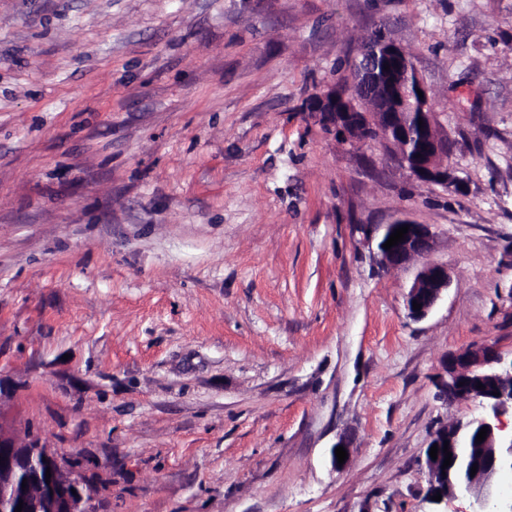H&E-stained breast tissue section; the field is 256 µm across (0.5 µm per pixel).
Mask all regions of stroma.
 <instances>
[{
  "mask_svg": "<svg viewBox=\"0 0 512 512\" xmlns=\"http://www.w3.org/2000/svg\"><path fill=\"white\" fill-rule=\"evenodd\" d=\"M383 23L460 189L306 110ZM399 218L450 275L419 321L420 263L361 232ZM482 342L512 354V0H0V427L95 512H476L424 462Z\"/></svg>",
  "mask_w": 512,
  "mask_h": 512,
  "instance_id": "35a3bbf8",
  "label": "stroma"
}]
</instances>
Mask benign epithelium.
I'll list each match as a JSON object with an SVG mask.
<instances>
[{"label":"benign epithelium","instance_id":"7a95c632","mask_svg":"<svg viewBox=\"0 0 512 512\" xmlns=\"http://www.w3.org/2000/svg\"><path fill=\"white\" fill-rule=\"evenodd\" d=\"M414 80L423 93V112L419 114L404 111L407 88ZM312 115L348 140L389 149L398 164L422 183L445 189L461 184L448 165V135L432 112L425 81L409 53L386 36L366 40L350 56L347 84H327L312 98ZM415 117L422 119L423 127H411ZM406 225L409 230L404 240L384 249L389 236ZM374 233L378 234L377 257L382 266L398 269L423 261L405 295V306L410 318L426 317L450 284L448 267L428 260L435 244L431 226L399 219L365 231L368 237ZM415 302L421 304L420 309H413ZM437 385L443 399L478 400L485 409L478 418L439 427L430 434L428 446L438 445V455L435 460L429 456L425 459L428 497L439 493L446 500L458 492L479 491L494 475L512 469V437L500 434V416L512 409V362L505 363L493 344L469 346L447 359ZM484 427L487 436L479 443L476 437ZM464 442L470 448V463L478 464V468L472 477L456 478V448ZM446 449L452 457L451 465L444 469ZM22 473L27 480L25 487L20 480ZM20 504L22 512H94L92 494L68 458L0 427V512H15Z\"/></svg>","mask_w":512,"mask_h":512}]
</instances>
